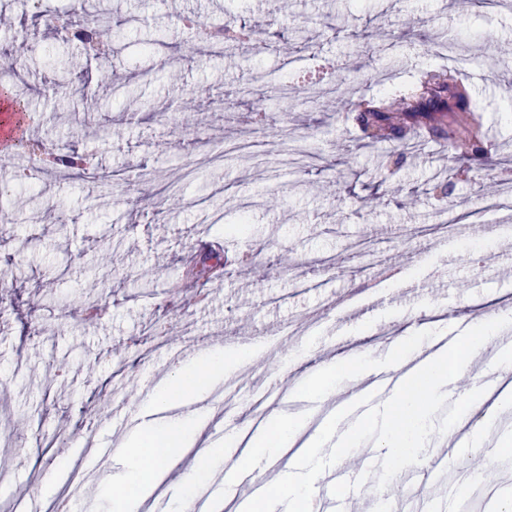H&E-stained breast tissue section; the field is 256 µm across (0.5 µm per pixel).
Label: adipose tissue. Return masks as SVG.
Instances as JSON below:
<instances>
[{
  "mask_svg": "<svg viewBox=\"0 0 512 512\" xmlns=\"http://www.w3.org/2000/svg\"><path fill=\"white\" fill-rule=\"evenodd\" d=\"M253 353L250 347L210 349L169 372L164 384L145 401L139 420L124 437V467L112 474L113 485L122 487L123 492L113 497L112 512H141L144 502L165 480L169 467L188 453L193 454L196 465L171 505L173 512H191L198 489L215 469L223 468L225 461L238 455V447L245 442L234 435L218 443L202 444L201 437L212 413L209 393ZM467 362L468 354L464 351L456 357L444 350L423 355L417 365L398 376L392 388L384 392L380 410L365 420L349 419L347 408L341 407L311 432L307 429L309 413L273 410L267 425L256 429L246 441L250 452L239 455L245 468H256L283 457L289 460L280 482L265 499L255 503L256 512H278L283 505L289 512H314L315 502L306 478L325 470L327 461L320 451L326 447L331 433L341 432V445L348 448L364 424L370 423L382 430L377 448H393L407 458L420 455L424 437L434 424L436 407L447 401L449 385L460 377ZM372 368L368 350L362 349L318 367L304 376L303 385L310 395L320 396L337 378L360 376ZM511 407V393L501 395L491 407L486 406L483 395L473 393L455 413L453 421L468 425L471 441L478 443L488 433L497 411ZM479 410L484 416L477 421L473 415Z\"/></svg>",
  "mask_w": 512,
  "mask_h": 512,
  "instance_id": "obj_1",
  "label": "adipose tissue"
}]
</instances>
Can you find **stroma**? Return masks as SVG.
I'll list each match as a JSON object with an SVG mask.
<instances>
[{
  "label": "stroma",
  "instance_id": "35a3bbf8",
  "mask_svg": "<svg viewBox=\"0 0 512 512\" xmlns=\"http://www.w3.org/2000/svg\"><path fill=\"white\" fill-rule=\"evenodd\" d=\"M119 23L106 45L110 65L27 25L14 0L11 30L28 52L14 60L0 38V73L14 71L35 120L30 141L76 143L91 160L84 175L63 168L15 182L16 147L0 143V254L13 285L0 287V499L36 501L44 473L67 466L58 493L70 512L98 501L110 512L116 447L173 359L198 342L260 343L213 395L208 441L261 406L296 404L314 423L332 396L294 400L301 375L323 351L369 348L388 360L403 330L426 346L460 318L512 309V237L473 235L476 225L512 220V112L501 86L512 79V7L489 0H79ZM232 16L263 35L260 49H215L183 29L192 16ZM279 17L278 37L267 21ZM430 51H423L422 43ZM329 63L347 67L329 108L308 102L297 75ZM261 68L278 87V132L249 125L256 98L238 78ZM466 83L480 111L492 164L447 162L448 142L426 136L445 112L401 121L399 137L366 138L353 105L380 89L404 90L427 70ZM334 164L332 177L321 169ZM448 188L444 199L436 186ZM501 205L493 216L486 196ZM369 200L368 207L357 198ZM454 224L442 221L443 214ZM223 251L224 276L204 285L207 302L174 311L185 268L206 247ZM102 317L83 323L87 303ZM287 388H279L280 379ZM460 467L450 482L489 500L479 448H449Z\"/></svg>",
  "mask_w": 512,
  "mask_h": 512
}]
</instances>
